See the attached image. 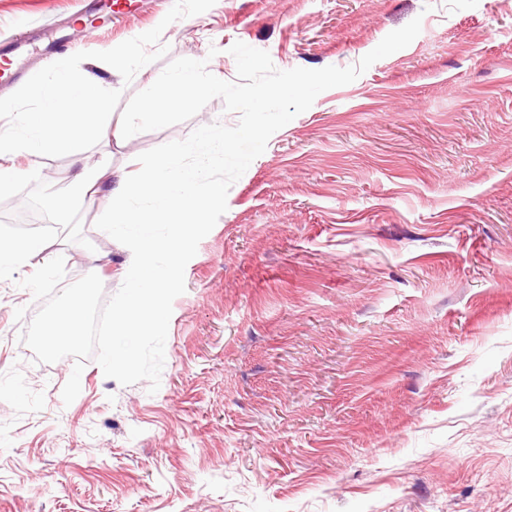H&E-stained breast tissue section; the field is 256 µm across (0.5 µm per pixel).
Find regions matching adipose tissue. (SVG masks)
Returning <instances> with one entry per match:
<instances>
[{
  "label": "adipose tissue",
  "mask_w": 512,
  "mask_h": 512,
  "mask_svg": "<svg viewBox=\"0 0 512 512\" xmlns=\"http://www.w3.org/2000/svg\"><path fill=\"white\" fill-rule=\"evenodd\" d=\"M207 138V147L194 166L184 168L177 162L180 155L193 152V145L165 143L159 147L153 167L135 175L120 173L103 192L110 232L119 240L136 244L123 273L121 334L154 326L162 319L161 312L150 303L153 292L164 282V274L155 264L159 247L155 225L192 224L203 204L224 202L221 184L209 177L212 167L223 160L228 144L223 125H214Z\"/></svg>",
  "instance_id": "obj_1"
}]
</instances>
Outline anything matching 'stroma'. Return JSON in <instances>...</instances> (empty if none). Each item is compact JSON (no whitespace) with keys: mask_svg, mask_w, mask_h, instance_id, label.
I'll use <instances>...</instances> for the list:
<instances>
[{"mask_svg":"<svg viewBox=\"0 0 512 512\" xmlns=\"http://www.w3.org/2000/svg\"><path fill=\"white\" fill-rule=\"evenodd\" d=\"M91 0H0V45L26 32L111 49L159 25L165 0L112 29ZM421 32L319 94L229 189L185 269L160 388L87 359L37 362L19 339L41 308L0 281V512H512V0H217L165 28L147 66L207 60L237 79L235 42L276 69L355 65L390 32ZM193 118L21 155L63 187L71 163L149 167L162 143L204 148ZM102 202L84 244L57 238L65 283L105 296L135 245Z\"/></svg>","mask_w":512,"mask_h":512,"instance_id":"stroma-1","label":"stroma"}]
</instances>
